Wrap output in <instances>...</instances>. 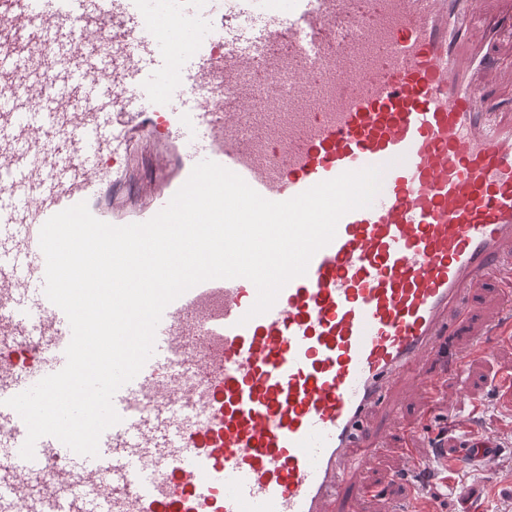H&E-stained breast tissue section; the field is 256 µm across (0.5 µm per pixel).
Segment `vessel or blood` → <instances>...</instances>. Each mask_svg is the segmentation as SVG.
Wrapping results in <instances>:
<instances>
[{
    "mask_svg": "<svg viewBox=\"0 0 512 512\" xmlns=\"http://www.w3.org/2000/svg\"><path fill=\"white\" fill-rule=\"evenodd\" d=\"M512 0H0V512H354L371 414L479 287L512 333ZM210 159L267 200L384 169L265 314L245 278L170 303L95 457L5 401L66 364L42 225L121 226ZM456 466L489 460L468 443Z\"/></svg>",
    "mask_w": 512,
    "mask_h": 512,
    "instance_id": "vessel-or-blood-1",
    "label": "vessel or blood"
}]
</instances>
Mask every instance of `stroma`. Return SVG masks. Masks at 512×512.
<instances>
[{
  "label": "stroma",
  "mask_w": 512,
  "mask_h": 512,
  "mask_svg": "<svg viewBox=\"0 0 512 512\" xmlns=\"http://www.w3.org/2000/svg\"><path fill=\"white\" fill-rule=\"evenodd\" d=\"M481 309L471 322L462 324L452 344L466 351L461 373L445 374L436 363L423 362L418 381L401 387L397 409L374 413L373 434L383 449L372 463L350 480L351 489H363L356 502L357 512H412L418 497L415 483L403 478L410 463L405 445L432 446L440 429H447L444 443L455 450L476 435L502 440L503 453L489 463H477L463 470L441 473L428 488L429 500L439 512H512V392L495 388V381L512 375V338L483 329L484 319L494 314L498 292L482 288ZM482 330L483 354H471L472 333ZM439 380L440 397L430 398L422 384Z\"/></svg>",
  "instance_id": "stroma-1"
}]
</instances>
